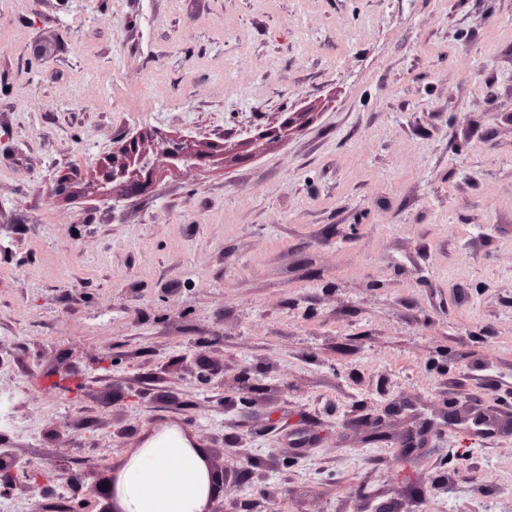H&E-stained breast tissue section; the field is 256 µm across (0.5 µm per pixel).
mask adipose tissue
Returning <instances> with one entry per match:
<instances>
[{"mask_svg": "<svg viewBox=\"0 0 512 512\" xmlns=\"http://www.w3.org/2000/svg\"><path fill=\"white\" fill-rule=\"evenodd\" d=\"M211 491L201 450L159 437L124 469L117 492L126 512H198Z\"/></svg>", "mask_w": 512, "mask_h": 512, "instance_id": "obj_1", "label": "adipose tissue"}]
</instances>
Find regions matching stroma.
<instances>
[{
    "label": "stroma",
    "instance_id": "35a3bbf8",
    "mask_svg": "<svg viewBox=\"0 0 512 512\" xmlns=\"http://www.w3.org/2000/svg\"><path fill=\"white\" fill-rule=\"evenodd\" d=\"M153 422L220 512H512V0H0L5 500ZM162 145L163 146L160 148V156H158V153H157V156H158L157 158L146 155L149 153H139L138 150L136 151L134 146H133V149L130 146V151H131L132 155L135 153L142 154L141 156L134 158V163H136L137 166L142 168V165H144V164L149 167H153L156 164V160L158 162L159 160L165 159L170 162H174L173 160L188 161L189 159H192V156L186 152L187 148L182 146V143L167 142Z\"/></svg>",
    "mask_w": 512,
    "mask_h": 512
}]
</instances>
